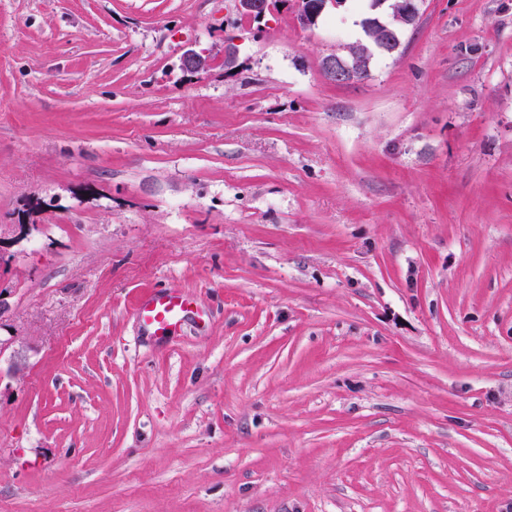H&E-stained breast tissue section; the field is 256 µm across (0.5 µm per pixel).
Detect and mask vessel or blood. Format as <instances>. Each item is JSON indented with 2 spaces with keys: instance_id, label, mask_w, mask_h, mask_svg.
Returning <instances> with one entry per match:
<instances>
[{
  "instance_id": "obj_1",
  "label": "vessel or blood",
  "mask_w": 512,
  "mask_h": 512,
  "mask_svg": "<svg viewBox=\"0 0 512 512\" xmlns=\"http://www.w3.org/2000/svg\"><path fill=\"white\" fill-rule=\"evenodd\" d=\"M197 313L198 307L191 295L170 288L154 293L135 308L142 327L154 336L176 333L189 317Z\"/></svg>"
}]
</instances>
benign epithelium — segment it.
Returning <instances> with one entry per match:
<instances>
[{
  "mask_svg": "<svg viewBox=\"0 0 512 512\" xmlns=\"http://www.w3.org/2000/svg\"><path fill=\"white\" fill-rule=\"evenodd\" d=\"M344 4V0H296V20L308 27L327 9H336ZM388 6L387 19H375L365 23V41L358 42L350 56H327L322 61L325 77L338 83H346L355 79H365L370 75V61L374 51L379 50L388 54L396 52L401 45L403 31L416 24L419 10L411 0H374L372 8L377 10ZM235 10L238 16L258 20L264 17L268 10L267 0H235ZM183 64L195 71H204L209 67L210 59L187 50L183 54Z\"/></svg>",
  "mask_w": 512,
  "mask_h": 512,
  "instance_id": "1",
  "label": "benign epithelium"
}]
</instances>
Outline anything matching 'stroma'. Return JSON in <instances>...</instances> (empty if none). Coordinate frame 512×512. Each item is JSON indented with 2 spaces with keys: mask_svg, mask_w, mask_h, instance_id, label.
I'll return each mask as SVG.
<instances>
[{
  "mask_svg": "<svg viewBox=\"0 0 512 512\" xmlns=\"http://www.w3.org/2000/svg\"><path fill=\"white\" fill-rule=\"evenodd\" d=\"M418 7L0 0V512H512V0ZM296 20L297 22L308 27L313 25L317 18L322 15L328 8L336 9L343 5V0H296ZM387 2V19H375L365 23V40L359 41L350 56H327L322 61L325 77L338 83H346L355 79H365L370 75V61L374 50L388 54L395 53L401 45V34L408 27H413L419 17V10L414 2L395 0H374V10L382 8ZM142 327L152 336L176 333L192 316H199L193 297L184 291L170 288L158 291L140 301L134 311Z\"/></svg>",
  "mask_w": 512,
  "mask_h": 512,
  "instance_id": "35a3bbf8",
  "label": "stroma"
}]
</instances>
